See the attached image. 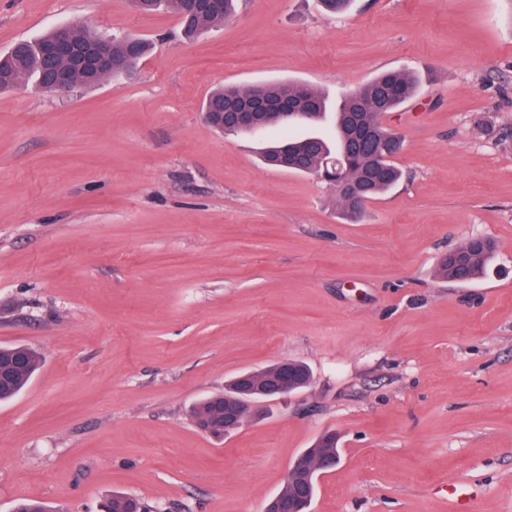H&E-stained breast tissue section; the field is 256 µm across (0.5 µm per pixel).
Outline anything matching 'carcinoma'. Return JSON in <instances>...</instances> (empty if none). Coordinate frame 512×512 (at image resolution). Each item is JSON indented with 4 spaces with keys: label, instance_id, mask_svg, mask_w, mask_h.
I'll use <instances>...</instances> for the list:
<instances>
[{
    "label": "carcinoma",
    "instance_id": "1",
    "mask_svg": "<svg viewBox=\"0 0 512 512\" xmlns=\"http://www.w3.org/2000/svg\"><path fill=\"white\" fill-rule=\"evenodd\" d=\"M237 0H221L220 8L209 11L204 4L188 0H141L138 11L152 13L161 8L176 15L187 14L182 23L183 34L191 39L200 32L224 24L236 10ZM114 74L130 72L147 51L145 41L126 38L110 41ZM50 64L44 61L42 51L34 42L23 41L14 46L10 54L0 58V89L33 82L41 86ZM419 85L418 76L408 70H387L377 74L359 90L343 97L336 107H331L326 95L308 85L291 81H279L266 85L268 97L257 109L262 127H290L296 124L316 125L334 112L335 136L326 137L309 133L286 135L285 140L270 144L262 151L265 164H270L283 145L297 155L301 166L299 173L320 175L326 169L333 171L328 180L336 191L342 212L346 216L359 215L364 205L350 204L347 187L363 189L369 200L389 190L401 178L402 173L394 163V157L403 148L402 136L386 126L381 117L401 108L414 95ZM255 87H224L213 90L204 105L207 122L229 133L251 134L253 130L222 124V116L253 102ZM495 245L489 238L480 241L469 239L448 252L437 267V275L450 282L469 283L478 278L494 256ZM15 358L23 360V366L10 375L6 390L0 393V401L19 394L29 383L40 365V357L24 346L0 348V362ZM240 387L238 378H232L224 387V393L200 399L190 409L192 422L218 425L224 419V396H234ZM336 434L326 432L311 445L312 455L339 456ZM105 512H150L138 499L114 492L104 505Z\"/></svg>",
    "mask_w": 512,
    "mask_h": 512
}]
</instances>
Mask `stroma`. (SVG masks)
Instances as JSON below:
<instances>
[{"label": "stroma", "instance_id": "stroma-1", "mask_svg": "<svg viewBox=\"0 0 512 512\" xmlns=\"http://www.w3.org/2000/svg\"><path fill=\"white\" fill-rule=\"evenodd\" d=\"M70 25L132 35L133 73L0 90V345L41 367L0 404V512H264L325 431L340 461L311 512H512V0H241L194 40L130 0H0V56ZM419 74L384 115L403 179L345 219L324 180L264 166L203 112L218 86L341 97ZM496 243L486 274L448 250ZM282 360L311 385L228 436L187 411ZM471 238L444 256L437 267V275L450 282L469 283L478 278L494 256L495 245L489 238L480 241ZM464 261V268L458 267V259ZM106 512H150L138 499L121 493L113 492L112 497L104 505Z\"/></svg>", "mask_w": 512, "mask_h": 512}]
</instances>
